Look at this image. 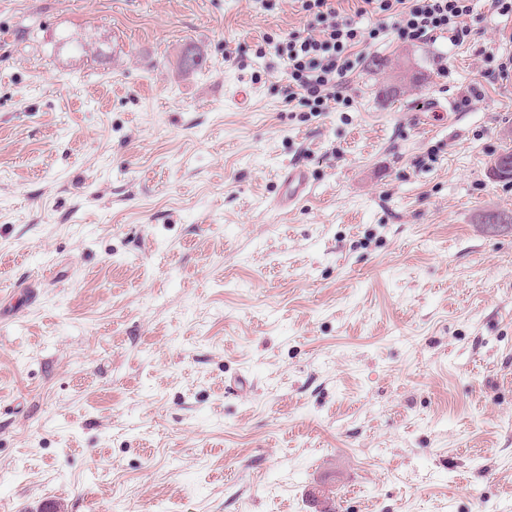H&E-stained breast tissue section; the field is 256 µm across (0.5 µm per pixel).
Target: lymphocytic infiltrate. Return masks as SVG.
Masks as SVG:
<instances>
[{
    "label": "lymphocytic infiltrate",
    "instance_id": "obj_1",
    "mask_svg": "<svg viewBox=\"0 0 512 512\" xmlns=\"http://www.w3.org/2000/svg\"><path fill=\"white\" fill-rule=\"evenodd\" d=\"M358 15L381 17V24L362 29L341 16L333 0H299L300 10L312 17L309 31L282 34L275 49L288 68L293 95L312 112L328 111L344 99L345 79L356 68L360 48L388 33L410 41L440 35L463 43L472 34L466 19L473 0H362Z\"/></svg>",
    "mask_w": 512,
    "mask_h": 512
}]
</instances>
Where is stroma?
Wrapping results in <instances>:
<instances>
[{
  "label": "stroma",
  "instance_id": "obj_1",
  "mask_svg": "<svg viewBox=\"0 0 512 512\" xmlns=\"http://www.w3.org/2000/svg\"><path fill=\"white\" fill-rule=\"evenodd\" d=\"M468 23L315 113L297 0H0V512H512V17ZM310 179L306 169L288 167L282 174L281 208L285 209L309 195Z\"/></svg>",
  "mask_w": 512,
  "mask_h": 512
}]
</instances>
